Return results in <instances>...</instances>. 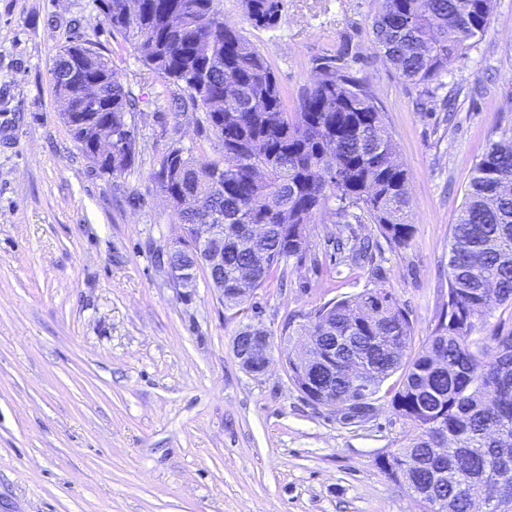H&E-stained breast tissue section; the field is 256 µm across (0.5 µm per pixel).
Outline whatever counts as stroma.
Wrapping results in <instances>:
<instances>
[{
  "label": "stroma",
  "mask_w": 512,
  "mask_h": 512,
  "mask_svg": "<svg viewBox=\"0 0 512 512\" xmlns=\"http://www.w3.org/2000/svg\"><path fill=\"white\" fill-rule=\"evenodd\" d=\"M272 65L289 106L313 68L342 58L382 113L409 181L410 245L374 264L336 255L332 237H378L337 224L329 199L308 226L317 265L288 262L239 314L198 279L174 288L157 255L180 223L152 181L167 150L220 159L197 133L181 85L113 31L95 0H0V512H423L378 457L405 426L386 398L360 424L312 405L288 377L285 321L384 284L413 343L448 299L450 227L488 145L512 132V0H495L486 35L427 84L398 78L372 33L378 0H284L274 29L221 0ZM82 35L138 97L132 167L114 176L79 150L59 114L57 54ZM454 99L455 114L444 104ZM271 336L261 376L240 366L241 325Z\"/></svg>",
  "instance_id": "stroma-1"
}]
</instances>
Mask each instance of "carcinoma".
<instances>
[{
	"label": "carcinoma",
	"instance_id": "cac0c4a2",
	"mask_svg": "<svg viewBox=\"0 0 512 512\" xmlns=\"http://www.w3.org/2000/svg\"><path fill=\"white\" fill-rule=\"evenodd\" d=\"M219 0H100L112 29L158 75L183 85L204 112L208 136L223 147L218 160L170 148L154 182L175 208L187 196L198 208L183 224H224V304L250 270L257 290L286 263H315L307 228L334 196L339 219L355 207L392 249L414 235L405 170L392 136L364 83L343 67L320 63L289 112L265 56L224 19ZM254 27L274 29L284 0H242ZM494 0H380L372 21L375 43L399 77L414 84L438 79L466 44L486 32ZM53 80L59 112L83 155L101 134L121 142L98 169L130 168L137 135L128 116L136 97L79 34L59 51ZM336 253L373 261L369 243L334 238ZM512 320V133L491 143L477 163L457 222L451 225L446 310L428 342L412 348V323L378 284L326 303L308 328L323 352L331 340L350 341L354 355H336V378L320 385L358 400L389 387L392 413L408 425L392 449L406 465L411 494H441L454 512L496 479L512 503V327L481 332L493 313ZM289 378L303 387L314 364L302 351L285 355Z\"/></svg>",
	"mask_w": 512,
	"mask_h": 512
}]
</instances>
